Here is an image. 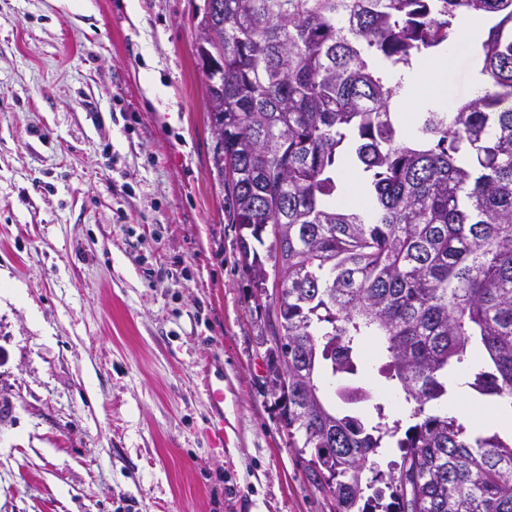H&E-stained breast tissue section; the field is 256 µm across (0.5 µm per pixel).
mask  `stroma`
<instances>
[{
  "label": "stroma",
  "instance_id": "stroma-1",
  "mask_svg": "<svg viewBox=\"0 0 512 512\" xmlns=\"http://www.w3.org/2000/svg\"><path fill=\"white\" fill-rule=\"evenodd\" d=\"M203 4L137 0L135 23L127 0H0V512H334L264 391L268 301L213 164ZM471 70L449 63V106ZM203 384L210 406L207 433L213 448L224 445V374L209 368L203 373Z\"/></svg>",
  "mask_w": 512,
  "mask_h": 512
}]
</instances>
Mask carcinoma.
<instances>
[{"label": "carcinoma", "mask_w": 512, "mask_h": 512, "mask_svg": "<svg viewBox=\"0 0 512 512\" xmlns=\"http://www.w3.org/2000/svg\"><path fill=\"white\" fill-rule=\"evenodd\" d=\"M222 4L208 24L224 55L207 87L224 114L214 163L246 273L284 278L268 368L288 363L275 401L288 447L313 449L316 489L336 477V512H512V437L427 412L451 368L512 408V0ZM486 13L483 92L452 109L427 99L402 132L406 70ZM350 167L368 175L365 207L338 202ZM368 345L414 424L358 385Z\"/></svg>", "instance_id": "carcinoma-1"}]
</instances>
